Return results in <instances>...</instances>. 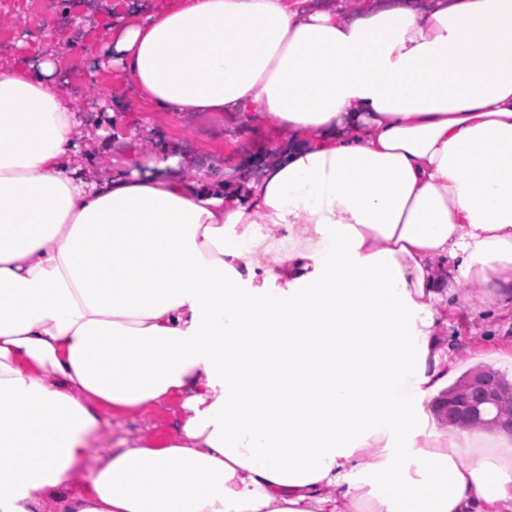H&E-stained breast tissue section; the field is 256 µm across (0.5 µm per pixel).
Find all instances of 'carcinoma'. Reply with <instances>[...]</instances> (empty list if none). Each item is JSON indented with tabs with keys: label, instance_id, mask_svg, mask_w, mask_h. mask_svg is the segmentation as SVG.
Instances as JSON below:
<instances>
[{
	"label": "carcinoma",
	"instance_id": "1",
	"mask_svg": "<svg viewBox=\"0 0 512 512\" xmlns=\"http://www.w3.org/2000/svg\"><path fill=\"white\" fill-rule=\"evenodd\" d=\"M448 426L512 435V380L492 369H476L448 388L443 402Z\"/></svg>",
	"mask_w": 512,
	"mask_h": 512
}]
</instances>
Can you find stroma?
I'll return each instance as SVG.
<instances>
[{
    "label": "stroma",
    "instance_id": "obj_1",
    "mask_svg": "<svg viewBox=\"0 0 512 512\" xmlns=\"http://www.w3.org/2000/svg\"><path fill=\"white\" fill-rule=\"evenodd\" d=\"M158 0H0V18H14V25H0V64H30L53 53L55 77L64 78L83 96L107 95L111 113L87 115L88 124L109 131L110 116L139 126L143 108L106 53L107 39L119 25L157 7ZM145 135L158 155L186 154L200 163L223 157L235 175L257 172L267 162L284 134L257 122L228 130L224 115L195 113L178 119L165 112L152 113ZM440 337L448 346L450 380L476 367H489L512 378V313L483 307L477 288L453 286L451 305ZM176 424V407L169 404L142 414L115 419L111 427L86 438L85 456L78 473H87L118 449L120 440L144 436L162 445Z\"/></svg>",
    "mask_w": 512,
    "mask_h": 512
}]
</instances>
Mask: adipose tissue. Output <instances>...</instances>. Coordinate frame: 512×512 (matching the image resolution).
Returning a JSON list of instances; mask_svg holds the SVG:
<instances>
[{"label":"adipose tissue","mask_w":512,"mask_h":512,"mask_svg":"<svg viewBox=\"0 0 512 512\" xmlns=\"http://www.w3.org/2000/svg\"><path fill=\"white\" fill-rule=\"evenodd\" d=\"M114 49L150 110L287 145L242 181L117 172L151 144L84 125L53 59L0 68V512L512 504V446L430 420L449 283L512 307V0H168ZM171 399L165 446L66 494L90 431Z\"/></svg>","instance_id":"ef3b65f1"}]
</instances>
